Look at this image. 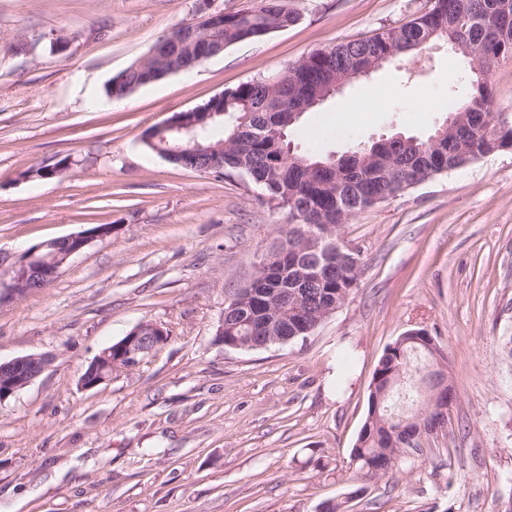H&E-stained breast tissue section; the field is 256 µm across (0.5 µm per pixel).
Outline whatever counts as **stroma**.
Returning a JSON list of instances; mask_svg holds the SVG:
<instances>
[{"label": "stroma", "mask_w": 512, "mask_h": 512, "mask_svg": "<svg viewBox=\"0 0 512 512\" xmlns=\"http://www.w3.org/2000/svg\"><path fill=\"white\" fill-rule=\"evenodd\" d=\"M288 29L225 48L123 100L107 82L196 20L195 0H0V252L113 227L39 292L0 304V360L52 366L0 402V512H506L512 505V152L434 175L354 216L359 285L306 339H216L224 302L284 213L238 176L174 166L142 131L333 42L400 26L430 0H289ZM444 48L397 58L289 132L297 153L423 136L464 92ZM428 96L430 109L413 101ZM53 179L28 170L61 159ZM166 343L84 389L90 361L143 322ZM429 331L456 389L444 428L387 473L351 449L385 348Z\"/></svg>", "instance_id": "35a3bbf8"}]
</instances>
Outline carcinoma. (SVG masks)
Here are the masks:
<instances>
[{
	"mask_svg": "<svg viewBox=\"0 0 512 512\" xmlns=\"http://www.w3.org/2000/svg\"><path fill=\"white\" fill-rule=\"evenodd\" d=\"M299 15L288 8L287 0H257L256 5L238 10L219 31L208 29V22L194 23L208 38L224 40L228 46L244 36L257 41L266 31L296 24ZM456 41L469 50L470 64L487 70L501 59L512 58V0H433L431 8L410 21L386 28L375 35L328 45L310 52L301 61L288 83L269 89L276 75L258 76L224 91V116L209 121L200 143L212 154H224V173L240 174L260 191L270 207L286 213L288 223L279 227L280 254L260 270L253 288L269 296L261 323H253L249 309L243 307L224 317V339L239 340L241 350H252L248 337L258 335L264 324L275 338L270 344H285L304 338L320 324L322 309L333 300H342L358 287L359 273L340 253V227L358 212L381 203L393 193L412 186L414 173L432 176L446 172L512 145V115L497 109L489 83H480L476 74L467 80L466 93L453 98L449 115L457 118L455 131L438 143L431 138L390 136L372 143L355 142L337 158L307 153L286 163L288 96L295 91L313 93L321 84L346 72L368 57L383 56L401 43L414 45L419 55L437 41ZM204 44L197 43L194 50ZM192 50V51H194ZM185 47L170 58L154 61L160 79L192 55ZM294 224H332L335 241L332 260L335 267L325 280L314 286L317 303L305 313H295L298 301L286 296L297 266L310 258L293 236ZM414 343L397 346L383 353L374 370L376 390L411 371H419ZM410 400L415 411L405 415L416 419L425 414L445 416L431 405L430 394L413 399L411 391L390 398L377 409L368 405L367 418L352 448L353 461L366 473L386 472L395 464L400 449L399 437L413 429L393 418L389 407L394 401Z\"/></svg>",
	"mask_w": 512,
	"mask_h": 512,
	"instance_id": "carcinoma-1",
	"label": "carcinoma"
}]
</instances>
